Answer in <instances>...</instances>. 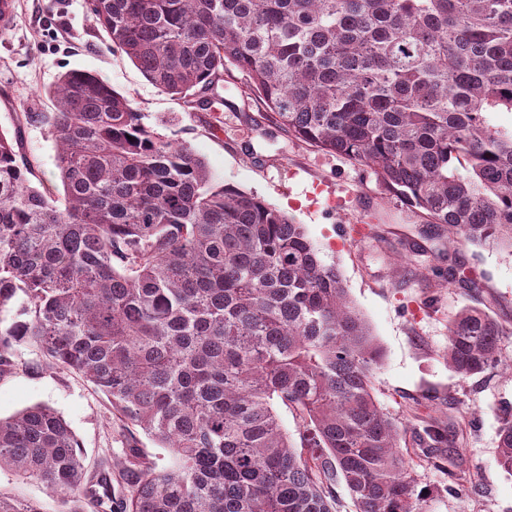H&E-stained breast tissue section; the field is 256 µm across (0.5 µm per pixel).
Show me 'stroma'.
Segmentation results:
<instances>
[{
    "label": "stroma",
    "mask_w": 512,
    "mask_h": 512,
    "mask_svg": "<svg viewBox=\"0 0 512 512\" xmlns=\"http://www.w3.org/2000/svg\"><path fill=\"white\" fill-rule=\"evenodd\" d=\"M69 70L106 80L143 113L146 126L190 144L218 182L285 211L304 226L322 259L335 264L352 306L385 351L374 373L375 396L408 429L424 512H512V476L496 462L502 410L512 408V377L495 368L464 380L445 356L450 320L462 306L477 305L505 327L502 354L512 358V250L427 234L426 216L389 194L369 168L269 128L262 102L242 97L247 76L241 71L224 75L220 94L227 107L217 128L211 113L161 92L112 50L84 0H15L13 27L0 35V131H20V151L51 194L62 191L54 143L39 127H19L18 119L52 111L49 91ZM316 179L349 190L341 211L310 199ZM452 260L475 279V289L445 285ZM37 404L63 416L83 450L87 476L111 479L115 497L128 493L120 477L124 449H141L160 467L169 461L93 384L20 346L12 367L0 371V417ZM434 417L447 424L458 447L448 468L428 462L417 443Z\"/></svg>",
    "instance_id": "obj_1"
}]
</instances>
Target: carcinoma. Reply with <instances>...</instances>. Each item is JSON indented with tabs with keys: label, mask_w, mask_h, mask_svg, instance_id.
I'll return each instance as SVG.
<instances>
[{
	"label": "carcinoma",
	"mask_w": 512,
	"mask_h": 512,
	"mask_svg": "<svg viewBox=\"0 0 512 512\" xmlns=\"http://www.w3.org/2000/svg\"><path fill=\"white\" fill-rule=\"evenodd\" d=\"M159 90L208 107L224 72L248 77L280 130L371 169L448 242L512 248V0H86ZM53 112H24L57 146L63 195L0 130V331L82 374L171 462L124 451L119 512H422L407 429L372 385L383 351L303 225L218 183L183 142L143 123L97 75L71 70ZM448 285L474 287L453 260ZM502 324L478 306L448 326L463 380L503 365ZM296 419L292 438L277 407ZM448 449V427L424 429ZM497 464L512 474V414ZM0 470L112 510L74 432L34 405L0 418ZM0 512H45L0 492Z\"/></svg>",
	"instance_id": "carcinoma-1"
}]
</instances>
